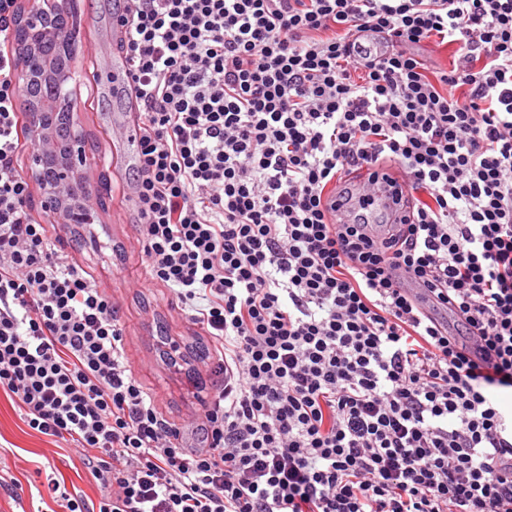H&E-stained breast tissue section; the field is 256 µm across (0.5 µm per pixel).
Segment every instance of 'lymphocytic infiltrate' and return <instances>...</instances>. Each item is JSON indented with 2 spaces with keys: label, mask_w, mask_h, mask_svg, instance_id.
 <instances>
[{
  "label": "lymphocytic infiltrate",
  "mask_w": 512,
  "mask_h": 512,
  "mask_svg": "<svg viewBox=\"0 0 512 512\" xmlns=\"http://www.w3.org/2000/svg\"><path fill=\"white\" fill-rule=\"evenodd\" d=\"M123 3L139 242L214 344L205 445L158 412L117 307L29 211L18 0H0V391L25 426L82 451L96 512H512V0ZM431 43L451 68L429 72ZM369 165L413 200L375 239L324 203Z\"/></svg>",
  "instance_id": "1"
}]
</instances>
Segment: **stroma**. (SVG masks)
Returning a JSON list of instances; mask_svg holds the SVG:
<instances>
[{
  "label": "stroma",
  "mask_w": 512,
  "mask_h": 512,
  "mask_svg": "<svg viewBox=\"0 0 512 512\" xmlns=\"http://www.w3.org/2000/svg\"><path fill=\"white\" fill-rule=\"evenodd\" d=\"M121 5V0H75L86 19L81 35L98 44V65L107 70L120 62L112 42V17ZM77 100L90 147L91 182L106 186L100 196V221L86 226L55 222L37 192L32 195L31 213L49 225L57 246L112 296L126 326V352L134 377L155 396L165 419L183 425L208 400L214 386L203 364L212 347L171 305L165 288L142 285L146 272L137 243L135 205L114 190L115 185L134 182L138 148L107 139L113 124L129 117L131 103L124 89L107 83L92 93L81 83ZM0 457L21 484L15 495L0 488V512H42L41 494L52 479L64 482L69 493L90 504L103 490L75 449L56 447L50 438L27 429L15 404L2 393Z\"/></svg>",
  "instance_id": "obj_1"
}]
</instances>
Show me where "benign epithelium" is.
Returning a JSON list of instances; mask_svg holds the SVG:
<instances>
[{
    "label": "benign epithelium",
    "instance_id": "7a95c632",
    "mask_svg": "<svg viewBox=\"0 0 512 512\" xmlns=\"http://www.w3.org/2000/svg\"><path fill=\"white\" fill-rule=\"evenodd\" d=\"M63 10L58 0H30L24 8L23 17L27 30L32 36L25 69L21 70L29 84H63L67 73L45 64L40 46L52 37L54 15ZM60 100L47 102L42 99L32 103L34 120L30 133L36 148L33 154L32 175L40 190L43 208L61 224H94L97 211L82 194L75 193L78 186H87L86 139L83 132L75 127L65 150L57 149L55 118L59 116Z\"/></svg>",
    "mask_w": 512,
    "mask_h": 512
}]
</instances>
